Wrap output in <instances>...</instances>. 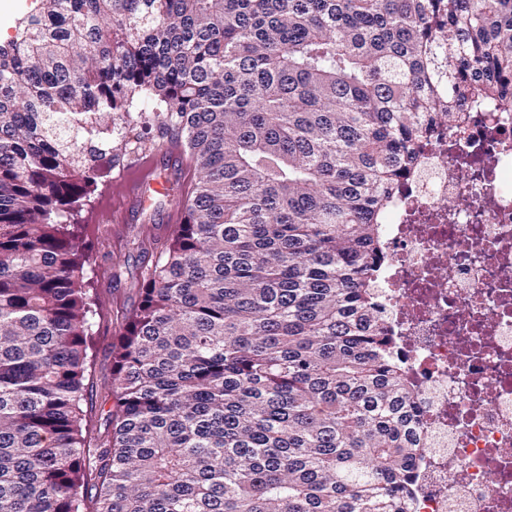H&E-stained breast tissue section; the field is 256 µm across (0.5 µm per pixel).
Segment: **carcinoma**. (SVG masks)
<instances>
[{
	"instance_id": "obj_1",
	"label": "carcinoma",
	"mask_w": 512,
	"mask_h": 512,
	"mask_svg": "<svg viewBox=\"0 0 512 512\" xmlns=\"http://www.w3.org/2000/svg\"><path fill=\"white\" fill-rule=\"evenodd\" d=\"M512 93V0H40L0 44V512H405L375 290L419 141ZM184 138L87 434L99 168ZM123 132L126 135V139H130L131 141H134L136 138H146V139H153L157 143L165 144L167 142H177L178 145L181 148L182 155H183V165L180 166L177 169L172 170L171 173H169L168 178L175 183V185L185 183L186 185V194L191 192L194 184L197 181V171L195 170L194 164L191 161L188 151L185 147L184 139H172L171 137H168L166 135H163L159 128H157L155 125H149V126H143L139 124L137 127H126V129L123 128Z\"/></svg>"
}]
</instances>
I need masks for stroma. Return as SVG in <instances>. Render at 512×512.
<instances>
[{"label":"stroma","instance_id":"stroma-1","mask_svg":"<svg viewBox=\"0 0 512 512\" xmlns=\"http://www.w3.org/2000/svg\"><path fill=\"white\" fill-rule=\"evenodd\" d=\"M145 153H129L103 167V185L83 201L80 223H93L96 242L88 246L84 276L91 293L101 300L109 314L93 329V357L90 382L101 390L112 373V343L123 319L140 299L139 274L145 262L141 242L146 233L166 235L171 211L167 195H154L137 222L120 223L125 211V196L119 182L136 173Z\"/></svg>","mask_w":512,"mask_h":512}]
</instances>
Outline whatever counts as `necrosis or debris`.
<instances>
[{"label": "necrosis or debris", "mask_w": 512, "mask_h": 512, "mask_svg": "<svg viewBox=\"0 0 512 512\" xmlns=\"http://www.w3.org/2000/svg\"><path fill=\"white\" fill-rule=\"evenodd\" d=\"M379 274L416 408L411 512H512V106L435 123Z\"/></svg>", "instance_id": "obj_1"}]
</instances>
